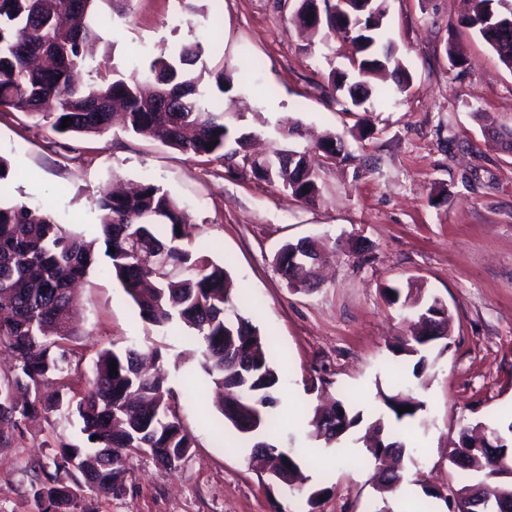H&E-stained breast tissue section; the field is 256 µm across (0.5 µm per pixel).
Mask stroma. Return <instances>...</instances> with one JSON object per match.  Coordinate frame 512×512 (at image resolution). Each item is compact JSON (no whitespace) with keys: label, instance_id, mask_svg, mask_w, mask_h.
<instances>
[{"label":"stroma","instance_id":"35a3bbf8","mask_svg":"<svg viewBox=\"0 0 512 512\" xmlns=\"http://www.w3.org/2000/svg\"><path fill=\"white\" fill-rule=\"evenodd\" d=\"M205 5V14L177 24L174 0H132L127 17L105 5L98 20L126 70L145 68L159 50L202 42L207 67L232 81L222 96L227 120L254 133L260 151L303 150L323 134L341 136L351 157L316 165V202L241 174L232 161L193 157L117 128L100 137L62 135L15 111L0 112V156L12 168L0 194L50 209L89 240L101 235L94 201L113 182L149 180L185 204L211 259L229 265L239 313L284 356L276 441L301 455L305 475L327 492L312 508L285 496L249 468L233 428L215 434L214 387L190 346L139 316L101 254L79 291L71 359L84 373L101 349L159 347L195 445L174 472L131 456L125 494L89 490L86 502L93 512H375L380 496L359 461L360 430L338 450L309 435L320 402L311 384L322 377L329 396L346 399L367 421L386 413L384 396L410 391L424 402L421 425L397 426L409 502L417 504L426 488L461 479L448 462L461 425L512 423V152L489 136L512 126V70L458 26L463 0H388L382 32L412 80L356 117L346 101L323 94L330 75L349 68L347 43L305 32L297 0ZM451 46L463 67L449 69ZM285 115L299 121L302 137L287 141L277 132ZM301 240L335 249L310 291L289 287L275 263L283 244ZM411 283L452 316L448 349L423 385L414 358L391 351L408 335L413 309L390 303L385 290ZM61 436L83 442L77 421L42 414L0 448V512H28L29 468L52 456Z\"/></svg>","mask_w":512,"mask_h":512}]
</instances>
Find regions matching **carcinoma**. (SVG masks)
I'll list each match as a JSON object with an SVG mask.
<instances>
[{
  "label": "carcinoma",
  "instance_id": "carcinoma-1",
  "mask_svg": "<svg viewBox=\"0 0 512 512\" xmlns=\"http://www.w3.org/2000/svg\"><path fill=\"white\" fill-rule=\"evenodd\" d=\"M101 1L120 16L130 2L0 0V110L39 116L58 133L102 135L119 109L128 133L196 157L231 160L240 155L253 176L281 182L292 197L306 203L318 199L317 176L303 153H276L277 164L270 173L262 170L263 161L250 159L251 134L232 129L211 99L213 86L226 92L229 79L224 69H196L204 53L201 43L162 51L144 71H122L113 47L103 42L94 23ZM387 2L375 0V20L360 35L362 70L331 76L325 89L331 98L337 93L346 96L354 109L387 99L388 93L375 83L383 71L392 70L400 91L410 84L393 44L380 43ZM464 2L458 25L480 36L512 70V29H496L499 0ZM318 3L325 22L310 29L338 33L336 2ZM84 70L91 73L87 83L75 79ZM66 117L72 122L64 129ZM212 142L215 146L207 147ZM96 209L109 258L107 272L120 282L143 319L183 331L182 339L198 354L201 371L223 390V399L214 407L223 423L239 433L243 447L250 449L249 460L279 468L282 492L304 495L308 505H315L327 488L307 484L301 458L279 449L271 437L270 409L277 403L279 382L271 351L252 320L237 311L234 280L226 266L213 262L206 246L196 242L187 207L161 186L145 181L125 195L102 192ZM290 247V242L281 246L275 263L283 277H292L308 290L317 284L316 275L309 270L288 273ZM149 251L164 253L168 270L143 259ZM96 261L97 240L68 230L50 211L0 201V350L13 362L11 374L0 379V447L11 446L20 423L42 412L77 418L85 435L82 446L59 437L50 461L31 467L33 512H92L83 489L123 495L128 455L144 451L172 472L194 445L171 403L172 393L164 388L166 377L143 372L142 353L135 346L120 352L101 350L86 389L76 392L69 384L71 374L79 371L72 366L67 346L77 335L71 319L74 285ZM435 303L434 297L416 305L421 333L399 339L394 347L398 355L417 358L413 374L418 379L429 366L433 343L441 342L440 355L448 349L451 316L444 317L439 333L430 335L425 329V317ZM113 362L117 373L112 375ZM385 402L399 422L414 421L424 410V403L410 395H395ZM405 406L414 411H397ZM362 421L361 412L339 400L328 412L314 410L310 435L330 445ZM366 434L382 441L380 447H366L360 457L373 471L383 503L375 512H390L387 496L395 495L406 479L405 445L381 416L368 425ZM477 483L491 492L512 494V483L496 480L489 464ZM473 488L464 484L446 495L428 490L429 500L416 512H434L432 500L447 503Z\"/></svg>",
  "mask_w": 512,
  "mask_h": 512
}]
</instances>
